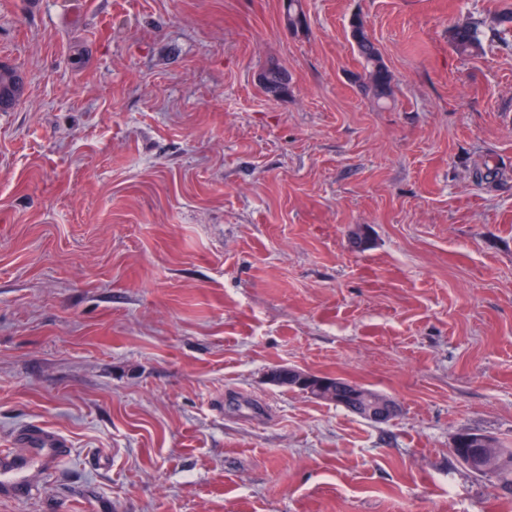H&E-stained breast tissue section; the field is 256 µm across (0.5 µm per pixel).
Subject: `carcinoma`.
Here are the masks:
<instances>
[{"instance_id":"obj_1","label":"carcinoma","mask_w":512,"mask_h":512,"mask_svg":"<svg viewBox=\"0 0 512 512\" xmlns=\"http://www.w3.org/2000/svg\"><path fill=\"white\" fill-rule=\"evenodd\" d=\"M284 20L288 28L299 31L304 26L305 14L302 0H287L284 11ZM348 28L353 46L363 61V73L358 76L360 87L364 94L376 105L382 107L392 97L393 77L385 64L382 55L372 40L364 21L358 15H353L348 21ZM448 41L455 52L464 57L479 56L483 46L477 30L469 25H457L448 31ZM17 74L14 69L0 65V94H17L15 89ZM288 85L287 74L278 66L271 65L265 69L264 90L270 95H276ZM323 384L301 385L294 378H284L276 381V385L289 389H297L313 399L321 400L347 409L363 416L364 400L376 398L379 393L365 388L360 395L348 390V383L339 386L336 379L320 377ZM451 451L455 458H478L483 462L480 474L493 475L500 478L512 490V448H504L494 438L481 433H473L468 438L453 444Z\"/></svg>"}]
</instances>
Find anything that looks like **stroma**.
Masks as SVG:
<instances>
[{"label":"stroma","instance_id":"35a3bbf8","mask_svg":"<svg viewBox=\"0 0 512 512\" xmlns=\"http://www.w3.org/2000/svg\"><path fill=\"white\" fill-rule=\"evenodd\" d=\"M283 3L0 0L22 79L0 107V452L34 424L70 445L0 512H512L450 452L463 431L512 448L501 0H303L297 33ZM465 22L481 57L448 42ZM348 28L353 46L363 61V73L358 76L360 87L376 105L383 107L392 97V74L359 15L350 17ZM301 372L303 371L292 368L275 369L268 373V379L273 382L276 381L275 384L277 386L286 387L289 389H297L313 399L334 403L336 406L344 407L348 411L366 420L370 419L372 421H386L392 418L396 412V406L392 401L386 399H376L371 403L369 407L366 408L367 414H365V416L367 418L364 417V400L366 398H377L380 394L371 389L354 385L363 389L360 391V396H356L354 393H350L348 390L349 383L345 382L341 378L320 376L316 378V380H322L325 383L318 386L317 382L311 386L300 385L297 382V379H289V377L277 380L281 376L289 375L292 377L293 375ZM336 379L343 384V387L337 385ZM336 395L340 396L342 400L336 402Z\"/></svg>","mask_w":512,"mask_h":512}]
</instances>
